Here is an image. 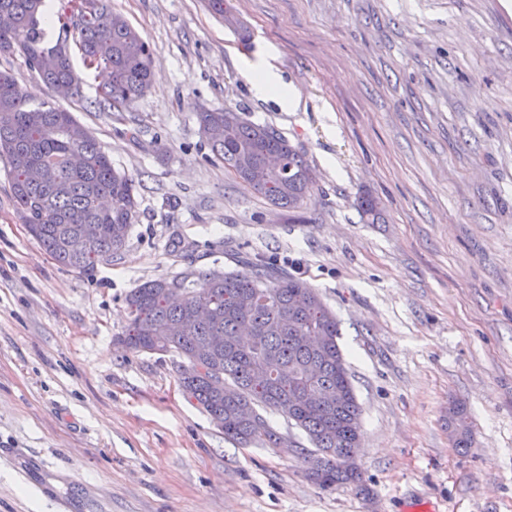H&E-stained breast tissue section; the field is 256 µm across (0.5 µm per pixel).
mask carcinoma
Masks as SVG:
<instances>
[{
  "label": "carcinoma",
  "mask_w": 512,
  "mask_h": 512,
  "mask_svg": "<svg viewBox=\"0 0 512 512\" xmlns=\"http://www.w3.org/2000/svg\"><path fill=\"white\" fill-rule=\"evenodd\" d=\"M59 0L55 12L62 36L49 45L45 0H0L14 23L0 28V53H20L27 67L52 86L68 84L80 93L69 42L80 47L87 67H103L111 81L99 106L121 112L150 86L153 56L149 44L109 0ZM224 24L246 30L227 0H208ZM200 131L224 168L290 213L307 203L314 185L305 154L273 128L232 111L198 113ZM270 154L284 167L262 185L247 174ZM0 159L10 166L11 191L31 235L58 263L85 271L122 251L136 214L139 183L112 167L96 139L61 107L32 106L13 75L0 70ZM360 217L381 218L380 203L365 193L357 198ZM85 224H96L97 238L82 254L67 241ZM181 289L179 304L168 300ZM206 303L211 316L191 321ZM130 322L118 344L137 353L178 358L179 385L213 421L223 423L224 439L237 445L279 446L282 437L263 412L278 413L300 428L311 447L300 449L308 477L322 487L360 484L355 461L361 447V410L338 339L339 322L314 289L299 277L260 261L246 272H186L146 282L127 296ZM223 343L214 345L216 337ZM448 426L458 448L470 447L466 407L452 401Z\"/></svg>",
  "instance_id": "obj_1"
}]
</instances>
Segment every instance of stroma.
<instances>
[{
    "instance_id": "stroma-1",
    "label": "stroma",
    "mask_w": 512,
    "mask_h": 512,
    "mask_svg": "<svg viewBox=\"0 0 512 512\" xmlns=\"http://www.w3.org/2000/svg\"><path fill=\"white\" fill-rule=\"evenodd\" d=\"M505 0H111L148 42L152 83L97 109L101 69L64 98L0 54L32 104L73 112L140 183L123 250L76 271L28 232L0 162V512H512V11ZM267 61L297 111L257 99ZM232 109L301 147L295 215L227 172L197 114ZM379 197L384 220L355 201ZM274 258L340 322L362 408L363 486L321 488L287 448L225 441L171 357L115 342L126 295L163 276ZM462 401L471 445L455 447ZM210 10L224 21V24L234 30L240 31L243 41H247L246 30L240 19L234 13L227 0H208ZM466 419L465 405L453 400L448 407V426L457 448L470 447V429Z\"/></svg>"
}]
</instances>
